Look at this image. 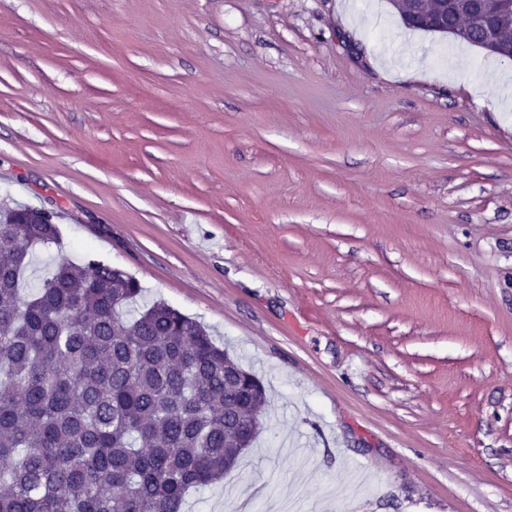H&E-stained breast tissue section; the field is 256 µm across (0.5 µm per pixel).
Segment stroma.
Returning <instances> with one entry per match:
<instances>
[{"label":"stroma","instance_id":"1","mask_svg":"<svg viewBox=\"0 0 512 512\" xmlns=\"http://www.w3.org/2000/svg\"><path fill=\"white\" fill-rule=\"evenodd\" d=\"M262 381L184 512H512V63L389 0H0V208Z\"/></svg>","mask_w":512,"mask_h":512}]
</instances>
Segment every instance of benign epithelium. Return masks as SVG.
I'll return each instance as SVG.
<instances>
[{"mask_svg": "<svg viewBox=\"0 0 512 512\" xmlns=\"http://www.w3.org/2000/svg\"><path fill=\"white\" fill-rule=\"evenodd\" d=\"M459 0H390L409 28L436 32L465 40L486 54L512 62V41L500 29L504 16L512 17V0H474L464 30L448 25L443 16L455 9Z\"/></svg>", "mask_w": 512, "mask_h": 512, "instance_id": "7a95c632", "label": "benign epithelium"}]
</instances>
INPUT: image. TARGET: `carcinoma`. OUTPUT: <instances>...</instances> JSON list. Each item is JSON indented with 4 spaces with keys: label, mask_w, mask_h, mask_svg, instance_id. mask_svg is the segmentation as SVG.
<instances>
[{
    "label": "carcinoma",
    "mask_w": 512,
    "mask_h": 512,
    "mask_svg": "<svg viewBox=\"0 0 512 512\" xmlns=\"http://www.w3.org/2000/svg\"><path fill=\"white\" fill-rule=\"evenodd\" d=\"M0 212V512H181L261 433L259 379L98 260L32 279L54 220Z\"/></svg>",
    "instance_id": "obj_1"
}]
</instances>
